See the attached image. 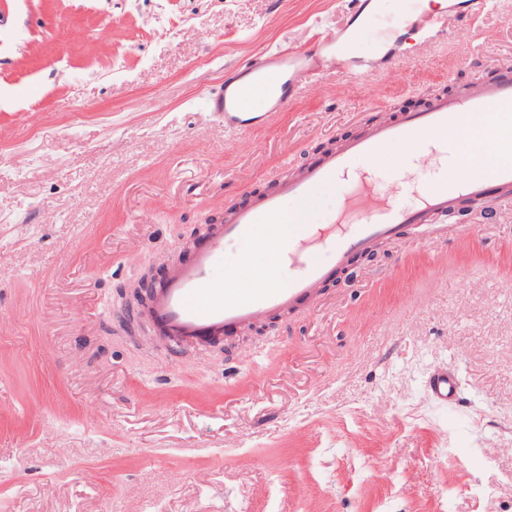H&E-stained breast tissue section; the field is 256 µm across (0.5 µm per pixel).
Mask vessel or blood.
Listing matches in <instances>:
<instances>
[{
	"label": "vessel or blood",
	"mask_w": 512,
	"mask_h": 512,
	"mask_svg": "<svg viewBox=\"0 0 512 512\" xmlns=\"http://www.w3.org/2000/svg\"><path fill=\"white\" fill-rule=\"evenodd\" d=\"M488 0H457L446 8L407 12L398 20L399 35L375 56L343 51L347 27L323 29L306 49L276 50L233 68L224 87L209 100L231 133L225 153L238 150V137L270 124L297 89L317 84L334 69L367 84L375 73L399 61L410 62L419 47L447 31L449 22L473 19ZM474 78L450 94H432L418 110L367 127L314 157L244 205L226 211L202 243L173 266L157 285L150 303V325L167 340L204 343L254 326L319 296L325 283L344 270L354 254L377 242L397 239L440 217H455L459 204L489 198L512 202V135L500 133L512 120V69L487 70L474 63ZM483 123L493 160L473 158L470 130ZM454 132L458 160L437 180L384 184L364 160H377L395 141L417 150L418 169L429 168L438 136ZM340 189L330 223L313 227L287 220L286 206L305 202L321 189ZM411 196L401 206L402 196ZM245 244L266 258L268 270L258 280L238 282L225 256L227 246ZM459 378L447 368L426 380L427 391L442 403L460 400Z\"/></svg>",
	"instance_id": "b4317fda"
}]
</instances>
